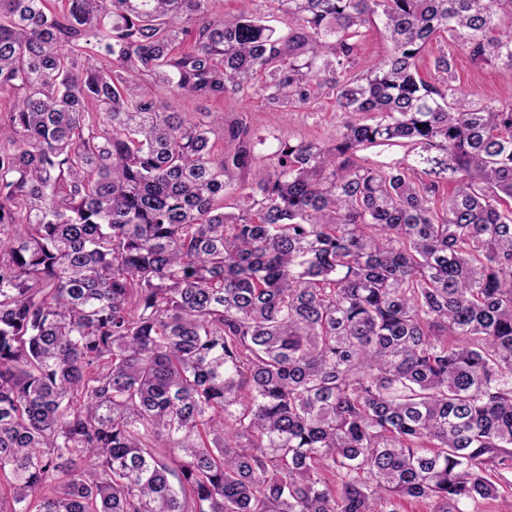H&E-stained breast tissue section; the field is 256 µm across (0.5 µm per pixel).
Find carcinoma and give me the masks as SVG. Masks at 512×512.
<instances>
[{"label": "carcinoma", "instance_id": "cac0c4a2", "mask_svg": "<svg viewBox=\"0 0 512 512\" xmlns=\"http://www.w3.org/2000/svg\"><path fill=\"white\" fill-rule=\"evenodd\" d=\"M285 27L270 24L273 12ZM380 18L387 56L354 69ZM512 0H0V512H473L512 469ZM260 92L330 142L168 111ZM232 148L216 152L212 137ZM407 147L388 166L374 146ZM446 205L438 206L445 186ZM240 190L238 212L224 193ZM455 93L496 104L512 102V70L501 65H473L459 54L452 79L448 83Z\"/></svg>", "mask_w": 512, "mask_h": 512}]
</instances>
